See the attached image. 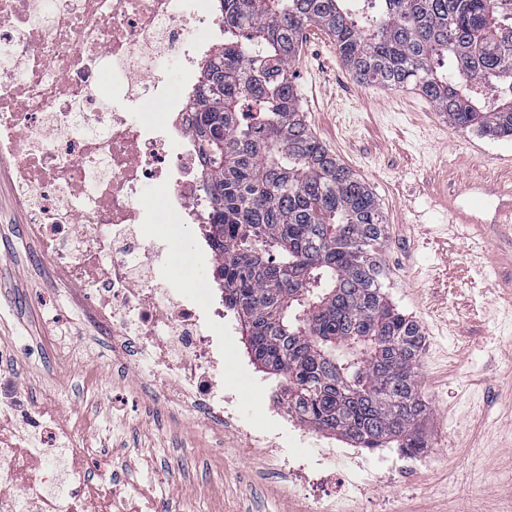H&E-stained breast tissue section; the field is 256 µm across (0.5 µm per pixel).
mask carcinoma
I'll use <instances>...</instances> for the list:
<instances>
[{
  "mask_svg": "<svg viewBox=\"0 0 512 512\" xmlns=\"http://www.w3.org/2000/svg\"><path fill=\"white\" fill-rule=\"evenodd\" d=\"M500 0H220L224 48L202 73L194 133L224 306L317 432L360 448L428 447L424 336L384 291L371 189L309 131L290 78L309 25L366 86L414 89L448 124L512 137V14Z\"/></svg>",
  "mask_w": 512,
  "mask_h": 512,
  "instance_id": "1",
  "label": "carcinoma"
}]
</instances>
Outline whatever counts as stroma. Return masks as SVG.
Segmentation results:
<instances>
[{"label": "stroma", "instance_id": "obj_1", "mask_svg": "<svg viewBox=\"0 0 512 512\" xmlns=\"http://www.w3.org/2000/svg\"><path fill=\"white\" fill-rule=\"evenodd\" d=\"M290 73L312 134L375 194L389 226L381 250L388 296L425 337L418 375L431 415L423 462L393 483L398 449L368 451V490L355 512H512V235L495 222L497 172L483 163L512 158V139L450 126L417 91L362 85L315 26ZM469 181L482 191L476 214L487 251L481 257L458 244L469 272L452 278L444 263L453 241L448 202H469ZM15 182V164L0 165V345L22 365L0 374L30 403L56 402L54 437L25 434L33 453L49 448L46 461L62 480L56 495L66 496L74 480L68 449L92 447L111 459L122 486L145 489L165 512H323L324 503L288 489L267 449L242 447L232 430L179 403L157 405L146 383L155 355L123 361L90 325L30 234ZM156 235L176 283L192 288L200 274L220 302L202 226L161 224ZM221 377L238 395L241 424L287 432L270 410L279 382L250 359L235 317Z\"/></svg>", "mask_w": 512, "mask_h": 512}]
</instances>
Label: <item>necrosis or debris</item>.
I'll use <instances>...</instances> for the list:
<instances>
[{
	"mask_svg": "<svg viewBox=\"0 0 512 512\" xmlns=\"http://www.w3.org/2000/svg\"><path fill=\"white\" fill-rule=\"evenodd\" d=\"M213 24L208 0H0V162L18 160L16 204L59 280L82 290L91 318L108 334L155 349L154 394L178 397L222 423L235 413L217 398L220 345L208 328L223 326L224 311L201 308L171 287L150 234L159 216L142 193L148 183L161 190L173 224L190 223L207 207L187 91L209 60L201 34ZM109 62L117 68L105 108L95 77ZM144 98L163 104L165 121L135 111ZM54 410L49 399L29 405L0 379V502L18 490L29 512H92L97 504L131 512L90 448L71 453L77 481L69 504L45 494L56 475L20 440ZM306 441L293 438L283 476L316 498L364 494L362 458L350 457L341 469L331 455H299Z\"/></svg>",
	"mask_w": 512,
	"mask_h": 512,
	"instance_id": "obj_1",
	"label": "necrosis or debris"
}]
</instances>
